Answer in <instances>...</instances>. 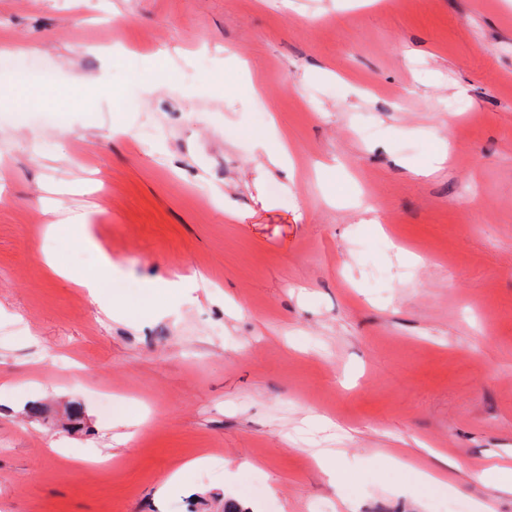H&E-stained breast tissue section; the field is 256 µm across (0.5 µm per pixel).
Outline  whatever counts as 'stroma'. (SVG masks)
<instances>
[{
    "label": "stroma",
    "instance_id": "1",
    "mask_svg": "<svg viewBox=\"0 0 512 512\" xmlns=\"http://www.w3.org/2000/svg\"><path fill=\"white\" fill-rule=\"evenodd\" d=\"M0 47V512H512V0H0ZM101 261L103 273L97 277H88L75 273L72 270L60 269L58 264H56L52 258H47L45 263L52 274L67 278L79 288H84L88 297L93 302H98L99 290L100 288H104L106 276L112 272V260L104 256ZM342 452L337 451L335 457L321 456L317 460L318 467L325 473L330 474L337 485L348 483L351 469L340 465V456ZM476 476L494 491L512 494V467H487L477 472Z\"/></svg>",
    "mask_w": 512,
    "mask_h": 512
}]
</instances>
